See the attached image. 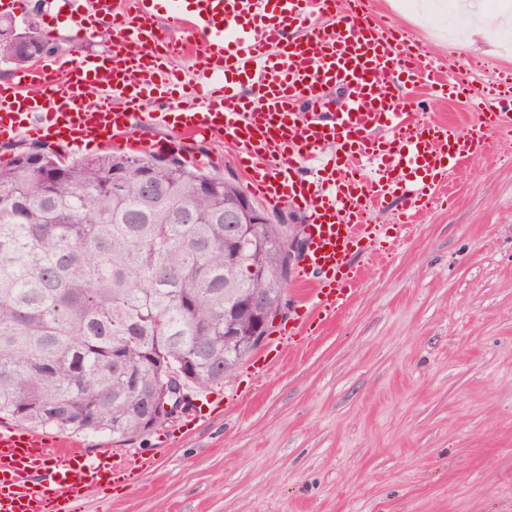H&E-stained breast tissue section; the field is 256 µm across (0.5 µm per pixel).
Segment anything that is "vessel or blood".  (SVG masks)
<instances>
[{"instance_id": "obj_1", "label": "vessel or blood", "mask_w": 512, "mask_h": 512, "mask_svg": "<svg viewBox=\"0 0 512 512\" xmlns=\"http://www.w3.org/2000/svg\"><path fill=\"white\" fill-rule=\"evenodd\" d=\"M351 2L340 11L336 0H60L71 35L107 28L113 49L79 62L58 54L17 71L0 86V136L35 132L76 147L107 146L142 122L226 141L254 194L310 213L299 267L309 306L282 329L299 335L346 306L358 281L350 260L363 242L372 257L390 255L414 216L445 194L449 174L483 147L486 129L504 128L512 107V84L477 89L459 72L441 73L399 28L377 25L359 13L363 0ZM162 7L182 38L157 26ZM324 12L332 22L307 24ZM299 27L302 37H293ZM195 38L203 42L201 70L188 81L167 60ZM245 80L248 95L239 90ZM424 82L448 96L471 93L480 122L462 130L400 110L401 86ZM337 85L347 90L338 111L310 110ZM397 195L407 201L401 218L374 223L373 213ZM147 466L1 426L0 512H83L88 491Z\"/></svg>"}]
</instances>
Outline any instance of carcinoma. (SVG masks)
I'll return each instance as SVG.
<instances>
[{
    "mask_svg": "<svg viewBox=\"0 0 512 512\" xmlns=\"http://www.w3.org/2000/svg\"><path fill=\"white\" fill-rule=\"evenodd\" d=\"M15 29L0 18V61L24 66ZM24 32L56 51L33 19ZM244 193L158 152L15 147L0 165V416L124 438L146 433L141 402L170 374L190 391L231 376L253 347L226 323H250L253 295L280 304L288 281L287 226L270 216L224 246Z\"/></svg>",
    "mask_w": 512,
    "mask_h": 512,
    "instance_id": "1",
    "label": "carcinoma"
}]
</instances>
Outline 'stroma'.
Instances as JSON below:
<instances>
[{"instance_id": "35a3bbf8", "label": "stroma", "mask_w": 512, "mask_h": 512, "mask_svg": "<svg viewBox=\"0 0 512 512\" xmlns=\"http://www.w3.org/2000/svg\"><path fill=\"white\" fill-rule=\"evenodd\" d=\"M370 0L451 69L512 70V29L441 34L432 12ZM36 21L60 52L106 54L110 35L66 37ZM420 118L466 128L471 100L405 88ZM143 144L175 146L182 160L247 183L225 143L137 126ZM491 151L448 180L449 201L419 215L383 263L357 255L352 300L323 328L294 339L274 322L264 343L221 384L199 393L206 419L181 415L144 436L83 433L85 452L150 458L130 485L93 492L85 512H512V135L488 133Z\"/></svg>"}]
</instances>
